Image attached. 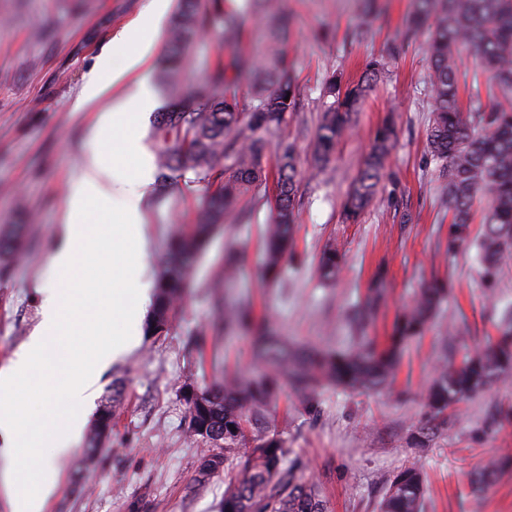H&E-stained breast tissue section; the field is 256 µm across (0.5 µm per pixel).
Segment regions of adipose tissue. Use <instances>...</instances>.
Instances as JSON below:
<instances>
[{
  "label": "adipose tissue",
  "instance_id": "1",
  "mask_svg": "<svg viewBox=\"0 0 512 512\" xmlns=\"http://www.w3.org/2000/svg\"><path fill=\"white\" fill-rule=\"evenodd\" d=\"M141 180H128L107 165L100 152L86 157L64 214L59 248L52 257L56 282L44 290L41 322L11 363L0 368V453L17 461L50 441L65 451L77 441L85 407L105 366L127 344L113 336L112 318L138 321L128 310L119 269L142 264V243L130 240L139 223ZM123 207L104 229L89 227L93 206L109 207L114 194ZM16 500L15 512H44L56 479L47 461L5 478Z\"/></svg>",
  "mask_w": 512,
  "mask_h": 512
}]
</instances>
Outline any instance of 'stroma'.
Masks as SVG:
<instances>
[{
	"mask_svg": "<svg viewBox=\"0 0 512 512\" xmlns=\"http://www.w3.org/2000/svg\"><path fill=\"white\" fill-rule=\"evenodd\" d=\"M291 2L294 26L286 53L298 110L276 139L292 144L297 156L299 257L284 264L279 283L262 281L260 232L270 219L273 191L245 198L251 223L230 225L214 236L185 285L168 334L139 336L135 348L105 367L76 447L51 459L57 482L46 512H219L228 478L219 473L199 480L201 450L187 436L180 388L188 382L210 387L225 374L252 369L251 339L217 330L211 305L228 245L243 260L227 295L250 301L257 315L275 313L284 335L327 348L351 344L346 313L377 272H384L390 288L388 306L371 329L378 336L389 335L396 314L425 282L438 278L449 284L447 303L424 335L411 341L391 384L374 392L322 389L310 413L299 410L302 396L293 390L269 406L272 428L331 512H377L388 480L411 464L422 466L428 477L425 512H470L469 472L491 466L503 449H512V424L491 422L512 408V379L461 404L447 430L427 447L411 445L445 346L459 354L479 348L494 332L504 303H512V264L489 281L475 250L448 249L449 217L438 204L444 179L426 141L432 110L427 55L422 37H403L411 0H375L372 34L360 43L350 33L365 0ZM134 24L154 34L147 73L153 110L138 111L140 86L133 75L97 101L80 104L93 73L123 67L129 47L120 35ZM168 28V21H154L149 0H0V238L21 239L18 255L0 257V368L40 321L41 291L56 281L51 257L61 240L67 197L96 144L99 120L115 101L136 113L134 134L144 156L107 151L103 158L131 174L146 167L149 180L142 222L132 230L145 241L147 267L128 273L141 280L146 300L154 298L170 235L202 213L203 185L191 192L172 185L163 191L164 200L156 198L151 131L155 113L172 102L159 84ZM373 57L384 59L387 75L354 115L330 161L319 165L315 133L325 67L340 68L348 83ZM388 118L397 137L377 192L360 221L346 223L347 192ZM330 243L343 255V270L332 285L317 273ZM201 330L210 337L199 351L193 341ZM117 380L125 393L112 430L96 457L84 461L91 424Z\"/></svg>",
	"mask_w": 512,
	"mask_h": 512,
	"instance_id": "obj_1",
	"label": "stroma"
}]
</instances>
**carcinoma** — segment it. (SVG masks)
I'll return each mask as SVG.
<instances>
[{
  "label": "carcinoma",
  "instance_id": "carcinoma-1",
  "mask_svg": "<svg viewBox=\"0 0 512 512\" xmlns=\"http://www.w3.org/2000/svg\"><path fill=\"white\" fill-rule=\"evenodd\" d=\"M250 12L226 6L225 0H180L169 29V49L164 82L177 87L185 72L187 52L203 36L224 44L227 54L199 72V97L179 102L155 116L153 141L159 178H179L188 188L212 180L198 222L187 232L169 238L167 256L156 280L155 300L144 324L151 338L167 334L174 305L179 299L200 254L214 234L231 221L248 224L252 212L240 206L241 198L274 179L272 220L263 232V272L279 277L282 262L293 254L296 223L297 159L292 146L280 148L274 170L267 166L270 139L297 111V95L288 72L284 45L291 12L288 0H247ZM266 29L264 40L250 51H241L248 19ZM376 16L366 12L352 33L365 40ZM407 32L426 35L432 119L428 144L446 182L442 207L451 214L449 248H476L483 275L493 279L512 262V0H412ZM471 59L473 78L483 75L503 102L484 109L464 110L459 102L462 57ZM384 63L368 60L356 82L342 84L339 73L327 75L321 86L324 107L316 132L317 159L326 163L346 134L352 116L367 93L381 80ZM244 78L253 87L241 102L225 87ZM395 138L392 122L376 132L363 166L352 182L344 204V218L356 222L374 198L381 173ZM482 208L481 231L471 237L476 208ZM342 263L339 250L330 245L321 253L319 275L336 280ZM239 253L224 250V282L240 269ZM448 299V285L435 281L396 316L389 336L367 334V324L388 301L383 272L369 282L361 303L349 319L360 335L342 350L301 343L281 335L274 321L255 319L245 302L213 295V306L224 317V336L245 334L254 343L251 373L224 379L221 388H204L198 400L189 397L190 383L181 395L187 409L186 432L202 447L201 475L231 467L224 490L222 512H328L319 488L298 475V464L287 460L289 449L274 434L260 413L284 389L304 395L303 407L315 405L317 391L326 385L348 390H374L385 384L399 364L407 343L423 333ZM512 377V320L501 324L485 346L447 362L436 370L426 391V419L413 433L423 447L448 418L474 394ZM121 390L112 388V399L95 424L93 442L85 449L91 460L103 434L112 429ZM512 469V454L498 463L474 471L469 496L475 503L494 493L498 475ZM427 494L423 471L409 466L393 475L378 503V512H422Z\"/></svg>",
  "mask_w": 512,
  "mask_h": 512
}]
</instances>
